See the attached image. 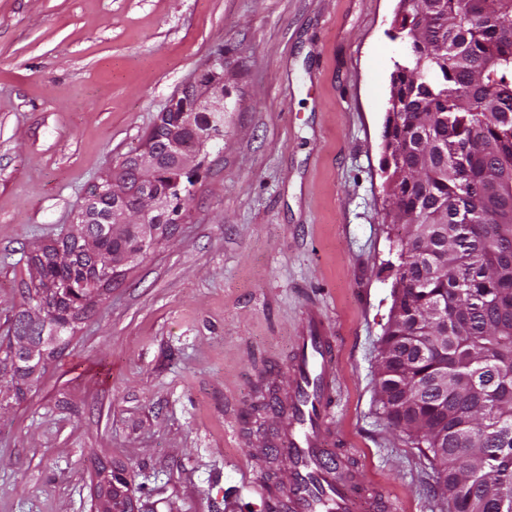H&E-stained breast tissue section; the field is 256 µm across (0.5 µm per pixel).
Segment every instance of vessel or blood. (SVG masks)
Instances as JSON below:
<instances>
[{"label":"vessel or blood","instance_id":"vessel-or-blood-1","mask_svg":"<svg viewBox=\"0 0 512 512\" xmlns=\"http://www.w3.org/2000/svg\"><path fill=\"white\" fill-rule=\"evenodd\" d=\"M336 345L321 317L310 315L293 340L287 398L266 396L278 411L279 430L256 457L273 456L288 465L286 488L270 484L258 492L267 512H394V504L377 500V488H356L342 477L329 444L335 435L332 407L338 394Z\"/></svg>","mask_w":512,"mask_h":512}]
</instances>
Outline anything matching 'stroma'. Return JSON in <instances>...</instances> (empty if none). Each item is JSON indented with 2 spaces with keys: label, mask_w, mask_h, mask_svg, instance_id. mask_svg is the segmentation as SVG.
<instances>
[{
  "label": "stroma",
  "mask_w": 512,
  "mask_h": 512,
  "mask_svg": "<svg viewBox=\"0 0 512 512\" xmlns=\"http://www.w3.org/2000/svg\"><path fill=\"white\" fill-rule=\"evenodd\" d=\"M397 0H0V345L27 256L224 56V137L169 238L127 266L21 398L0 395V512H96L105 467L138 512H260L306 314L336 338L333 452L401 512H448L377 405L395 261L380 163Z\"/></svg>",
  "instance_id": "1"
}]
</instances>
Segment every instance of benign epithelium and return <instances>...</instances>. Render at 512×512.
Segmentation results:
<instances>
[{
	"label": "benign epithelium",
	"instance_id": "obj_1",
	"mask_svg": "<svg viewBox=\"0 0 512 512\" xmlns=\"http://www.w3.org/2000/svg\"><path fill=\"white\" fill-rule=\"evenodd\" d=\"M224 55L212 57L201 68L193 80L174 96L161 114L157 125L172 112L176 121L163 125L165 151L161 152L144 144L123 160L134 173L133 180H123L112 175L108 189L112 193V210L104 218V232L112 239V251H101V268L98 273H110L116 277L122 268L138 261L146 249L166 239L172 228L185 219L186 209L175 215L171 211L169 191L156 186L160 169L167 168L177 173L174 181L193 176L200 167L203 148L223 137L224 100ZM216 122V129L199 133L201 149L191 150L182 143L183 132L202 125L203 115ZM32 321L43 327L39 339L26 336H10L13 351L20 352L29 364L40 367L47 359L50 349L60 343L61 328H48L44 311L37 309ZM102 494L98 496L97 512H136L134 498L122 473L110 470L102 472Z\"/></svg>",
	"mask_w": 512,
	"mask_h": 512
}]
</instances>
